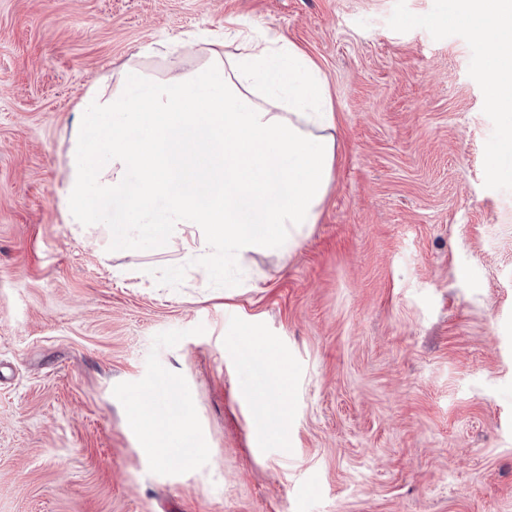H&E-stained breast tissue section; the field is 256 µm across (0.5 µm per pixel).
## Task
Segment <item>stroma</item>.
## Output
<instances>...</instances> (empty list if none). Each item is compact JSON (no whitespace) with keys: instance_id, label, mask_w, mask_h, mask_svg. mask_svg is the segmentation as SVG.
Segmentation results:
<instances>
[{"instance_id":"obj_1","label":"stroma","mask_w":512,"mask_h":512,"mask_svg":"<svg viewBox=\"0 0 512 512\" xmlns=\"http://www.w3.org/2000/svg\"><path fill=\"white\" fill-rule=\"evenodd\" d=\"M320 68L333 180L288 257L67 223L87 88L225 24ZM457 0H0V512H512V111ZM289 373L282 437L248 390ZM188 415L187 462L129 406ZM144 400V401H143ZM156 406L154 396L143 395V399L137 402L136 411H146L152 414ZM148 414L131 412L132 423L139 433L141 448L143 452L152 458L168 461L174 458L172 441L181 436L189 429L190 423L187 419L175 420L168 424L166 432L163 434L157 425L154 417Z\"/></svg>"}]
</instances>
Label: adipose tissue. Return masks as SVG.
<instances>
[{
    "mask_svg": "<svg viewBox=\"0 0 512 512\" xmlns=\"http://www.w3.org/2000/svg\"><path fill=\"white\" fill-rule=\"evenodd\" d=\"M465 16L489 43V97L511 111L512 0H465ZM234 42L228 53L214 38L202 54L191 37L162 73L129 62L111 89L89 87L62 196L68 223H107L97 198L124 194L127 223L156 241L179 239L200 274L218 258L290 256L333 179V105L319 67L293 44L246 30ZM195 56L199 64L185 67ZM131 420L144 453L163 461L190 426L162 430L138 412Z\"/></svg>",
    "mask_w": 512,
    "mask_h": 512,
    "instance_id": "1",
    "label": "adipose tissue"
}]
</instances>
